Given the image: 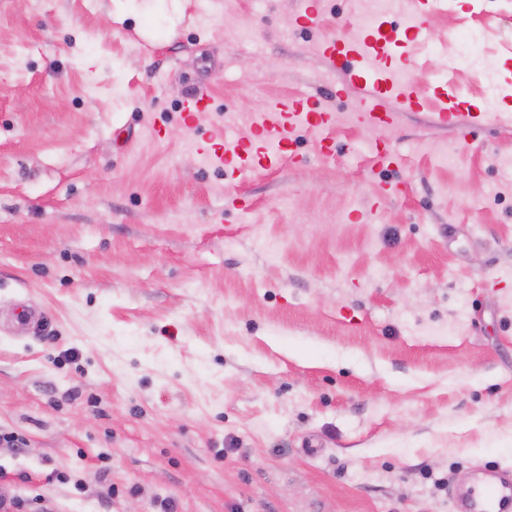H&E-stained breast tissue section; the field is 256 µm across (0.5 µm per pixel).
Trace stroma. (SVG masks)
Returning <instances> with one entry per match:
<instances>
[{
    "mask_svg": "<svg viewBox=\"0 0 512 512\" xmlns=\"http://www.w3.org/2000/svg\"><path fill=\"white\" fill-rule=\"evenodd\" d=\"M300 3L0 0L12 512H457L485 463L512 470V130L420 110L243 179L197 149L298 97L354 111L318 44L357 0L312 31ZM426 22L421 89L512 113V0ZM20 305L42 321L18 335Z\"/></svg>",
    "mask_w": 512,
    "mask_h": 512,
    "instance_id": "35a3bbf8",
    "label": "stroma"
}]
</instances>
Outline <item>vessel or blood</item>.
Here are the masks:
<instances>
[{
  "mask_svg": "<svg viewBox=\"0 0 512 512\" xmlns=\"http://www.w3.org/2000/svg\"><path fill=\"white\" fill-rule=\"evenodd\" d=\"M424 25L407 28L396 36L388 22L380 21L354 34L325 39L319 46L324 67L343 73L345 82L361 105L360 111L349 113V120L359 126L383 131L396 125L401 114L413 112L423 105L424 95L408 78H400L395 63L403 59L405 44L427 40ZM440 106L432 113L436 126H456L464 131L486 126H512V114L486 106L473 111L465 108L459 96L442 91ZM336 115L315 109L309 100L296 99L288 107L276 106L259 113L253 123L259 146L248 138L227 139L214 134L199 144V152L217 167L231 168L236 175L264 173L294 163L296 153L293 135L297 129H318V142L323 154L335 151L329 132L336 126ZM458 512H512V475L487 465L483 475L456 496Z\"/></svg>",
  "mask_w": 512,
  "mask_h": 512,
  "instance_id": "vessel-or-blood-1",
  "label": "vessel or blood"
}]
</instances>
